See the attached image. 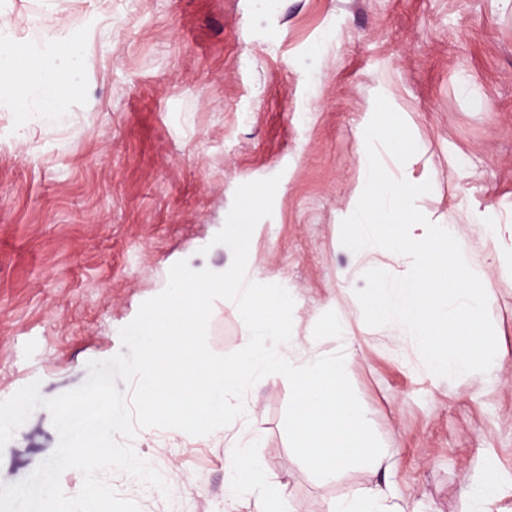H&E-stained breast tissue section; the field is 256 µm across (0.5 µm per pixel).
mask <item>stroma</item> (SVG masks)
Returning a JSON list of instances; mask_svg holds the SVG:
<instances>
[{"label":"stroma","mask_w":512,"mask_h":512,"mask_svg":"<svg viewBox=\"0 0 512 512\" xmlns=\"http://www.w3.org/2000/svg\"><path fill=\"white\" fill-rule=\"evenodd\" d=\"M20 42L67 29L87 37L82 88L44 124L0 104V401L30 383L51 399L87 365L121 352L120 331L163 291L170 268L220 270L212 239L241 184L279 176L249 249L263 284L283 286L312 354L324 307L358 306L364 266L341 243L355 209L357 127L383 95L408 125L428 218L471 226L469 207L512 220V0H63L59 13L12 0ZM30 129L16 140L19 127ZM499 317L497 381L431 372L411 337L357 336L349 372L388 459L315 478L284 419L290 389L270 374L244 397L246 465L284 490L286 512H327L364 488L385 512H466L493 477L512 507V279L483 266ZM249 333L219 299L208 326L218 355ZM229 425L206 435L137 429L131 445L170 492L120 471L105 481L140 512H264L262 490L226 491ZM45 408L0 449V484L26 480L56 450Z\"/></svg>","instance_id":"stroma-1"}]
</instances>
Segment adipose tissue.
<instances>
[{"label": "adipose tissue", "instance_id": "adipose-tissue-1", "mask_svg": "<svg viewBox=\"0 0 512 512\" xmlns=\"http://www.w3.org/2000/svg\"><path fill=\"white\" fill-rule=\"evenodd\" d=\"M11 12L9 0H0V87L7 88L8 99L36 106L42 122L55 123L58 101L83 81L87 44L65 31L37 44H18Z\"/></svg>", "mask_w": 512, "mask_h": 512}]
</instances>
